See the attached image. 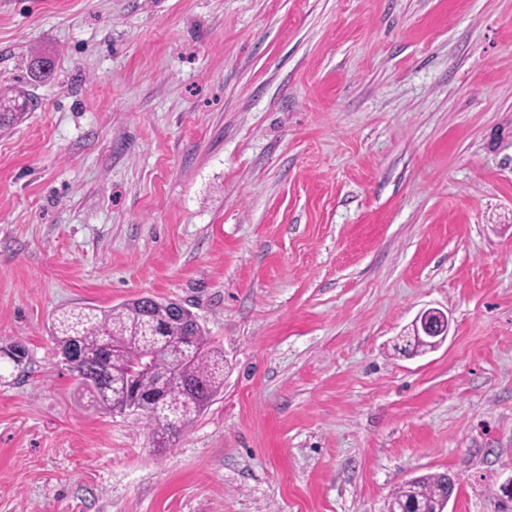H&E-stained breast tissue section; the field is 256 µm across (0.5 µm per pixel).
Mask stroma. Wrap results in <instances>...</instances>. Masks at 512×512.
Returning <instances> with one entry per match:
<instances>
[{
    "mask_svg": "<svg viewBox=\"0 0 512 512\" xmlns=\"http://www.w3.org/2000/svg\"><path fill=\"white\" fill-rule=\"evenodd\" d=\"M55 69L37 79V56ZM0 512H448L512 476V0H0ZM190 309L224 388L169 449L49 326ZM442 346L395 349L418 312ZM23 344L24 368L3 349ZM414 324L424 336L433 339L432 343L439 347L445 342L449 332L447 314L435 308L421 310L415 317ZM446 473H431L417 477L395 492L390 509L406 512H439L447 494Z\"/></svg>",
    "mask_w": 512,
    "mask_h": 512,
    "instance_id": "stroma-1",
    "label": "stroma"
}]
</instances>
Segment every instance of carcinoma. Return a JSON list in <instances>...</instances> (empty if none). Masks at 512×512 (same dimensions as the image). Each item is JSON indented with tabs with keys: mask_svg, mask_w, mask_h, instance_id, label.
I'll list each match as a JSON object with an SVG mask.
<instances>
[{
	"mask_svg": "<svg viewBox=\"0 0 512 512\" xmlns=\"http://www.w3.org/2000/svg\"><path fill=\"white\" fill-rule=\"evenodd\" d=\"M52 338L87 405L141 413L155 448L169 447L224 386V351L172 301L144 296L108 309L63 310ZM148 351L153 366L141 373L136 365ZM446 494L445 474H425L398 489L390 508L439 512Z\"/></svg>",
	"mask_w": 512,
	"mask_h": 512,
	"instance_id": "cac0c4a2",
	"label": "carcinoma"
}]
</instances>
